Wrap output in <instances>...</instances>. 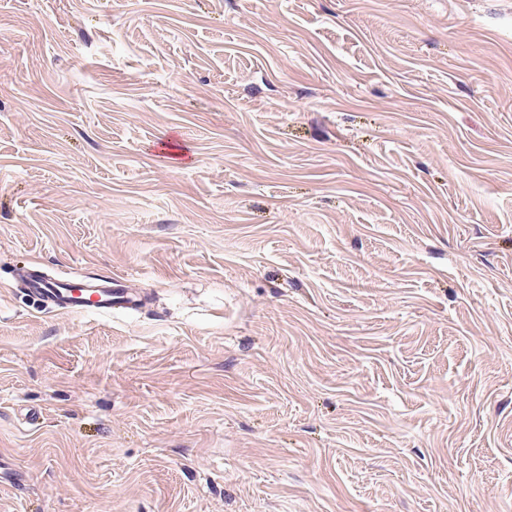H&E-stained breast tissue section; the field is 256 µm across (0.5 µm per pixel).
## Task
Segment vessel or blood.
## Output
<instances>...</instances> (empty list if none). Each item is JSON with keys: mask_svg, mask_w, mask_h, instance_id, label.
Returning a JSON list of instances; mask_svg holds the SVG:
<instances>
[{"mask_svg": "<svg viewBox=\"0 0 512 512\" xmlns=\"http://www.w3.org/2000/svg\"><path fill=\"white\" fill-rule=\"evenodd\" d=\"M29 296L46 309L60 312L107 313L133 310L137 297L123 287L115 276L72 277L49 280L39 268H31L23 277Z\"/></svg>", "mask_w": 512, "mask_h": 512, "instance_id": "obj_1", "label": "vessel or blood"}]
</instances>
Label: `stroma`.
<instances>
[{
    "mask_svg": "<svg viewBox=\"0 0 512 512\" xmlns=\"http://www.w3.org/2000/svg\"><path fill=\"white\" fill-rule=\"evenodd\" d=\"M0 512H512V0H0ZM28 295L44 309L60 312H89L94 314L112 310H135L138 298L130 293L118 277H72L49 280L39 267L34 266L23 276ZM90 307V308H89Z\"/></svg>",
    "mask_w": 512,
    "mask_h": 512,
    "instance_id": "35a3bbf8",
    "label": "stroma"
}]
</instances>
